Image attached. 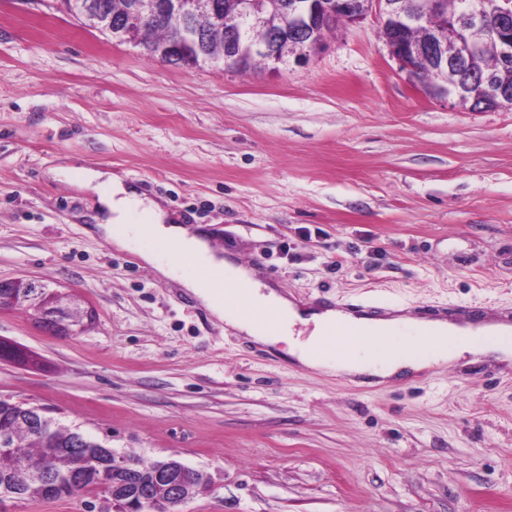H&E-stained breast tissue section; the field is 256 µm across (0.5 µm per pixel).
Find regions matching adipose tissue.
Returning a JSON list of instances; mask_svg holds the SVG:
<instances>
[{"instance_id":"1","label":"adipose tissue","mask_w":512,"mask_h":512,"mask_svg":"<svg viewBox=\"0 0 512 512\" xmlns=\"http://www.w3.org/2000/svg\"><path fill=\"white\" fill-rule=\"evenodd\" d=\"M82 184L97 192L101 216L96 226L116 248H136L161 277L178 282L217 319L257 343H287L289 354L307 368L387 379L449 365L466 353L512 361V324L501 318H487L475 327L427 320L402 309L370 317L333 308H303L276 288L256 281L247 268L214 252L202 231L172 223L161 203L122 180L87 169ZM161 243L177 247L176 261L161 258L157 249ZM227 293L249 307V314L225 306ZM269 309L280 316V329L266 324L263 313ZM299 323L312 328L302 341L292 331ZM336 326L343 328V335L333 336ZM406 342L416 348V355L402 354Z\"/></svg>"}]
</instances>
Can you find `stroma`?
Segmentation results:
<instances>
[{
  "label": "stroma",
  "instance_id": "1",
  "mask_svg": "<svg viewBox=\"0 0 512 512\" xmlns=\"http://www.w3.org/2000/svg\"><path fill=\"white\" fill-rule=\"evenodd\" d=\"M379 28L340 25L277 73L182 69L59 0H0V279L96 313L59 337L0 311V340L42 360L0 359V395L207 472L180 512H512V367L306 369L95 232L80 184L137 186L310 307L512 309V107L427 96Z\"/></svg>",
  "mask_w": 512,
  "mask_h": 512
}]
</instances>
